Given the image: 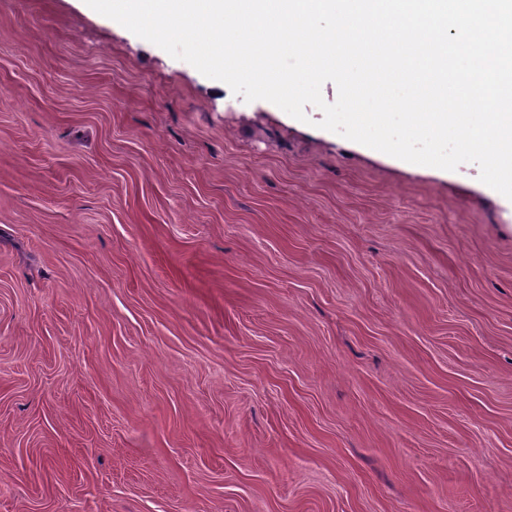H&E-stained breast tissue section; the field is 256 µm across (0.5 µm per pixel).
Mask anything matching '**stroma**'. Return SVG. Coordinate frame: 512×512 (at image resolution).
I'll use <instances>...</instances> for the list:
<instances>
[{
	"label": "stroma",
	"mask_w": 512,
	"mask_h": 512,
	"mask_svg": "<svg viewBox=\"0 0 512 512\" xmlns=\"http://www.w3.org/2000/svg\"><path fill=\"white\" fill-rule=\"evenodd\" d=\"M0 0V512H512V200Z\"/></svg>",
	"instance_id": "1"
}]
</instances>
